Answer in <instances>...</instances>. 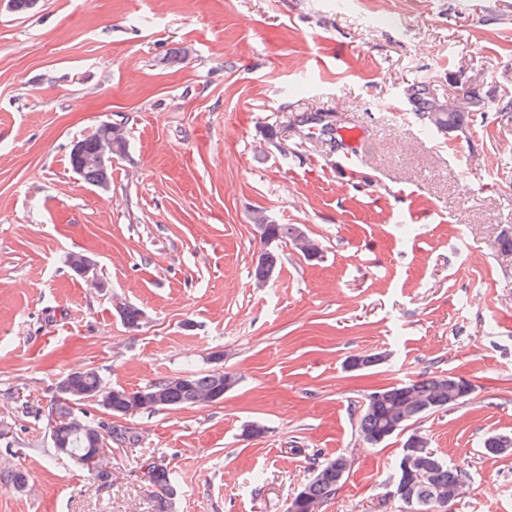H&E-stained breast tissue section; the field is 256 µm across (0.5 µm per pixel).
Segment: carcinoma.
I'll list each match as a JSON object with an SVG mask.
<instances>
[{
  "label": "carcinoma",
  "instance_id": "1",
  "mask_svg": "<svg viewBox=\"0 0 512 512\" xmlns=\"http://www.w3.org/2000/svg\"><path fill=\"white\" fill-rule=\"evenodd\" d=\"M408 99L416 111L437 115L436 128L456 130L463 116L484 108L481 96L475 89L465 90L461 102L454 108H448V102L434 96L428 85L422 83L408 92ZM112 139V155L120 156L126 152L127 139L122 128L110 123L101 124L90 135L77 140L69 153V165L86 183L106 188L112 178L111 164L97 166L92 163L104 146L106 139ZM263 247L256 265L253 278L261 283L268 280L280 264V246L295 243L296 224H276L268 219L261 210L252 215ZM119 316L130 328L142 323L143 311L126 304L119 309ZM225 373L211 371L202 374H189L155 381L139 389L127 390L121 386L110 387L103 382L101 375L92 369L75 371L65 376L59 383L60 397L75 403L91 397L99 405L115 416L129 415V407L134 405L138 411L154 412L165 408L189 407L202 403L216 402L224 398ZM415 391L425 401L426 408L403 410L406 402L404 385L396 384L370 394L359 416L358 430L362 439L371 445H380L401 433L407 423L422 414L436 411L442 404L448 403L451 393L458 387L456 377H425L409 381ZM60 424L69 428L53 433L55 448L65 449V454L89 461L94 435L99 429L69 411L59 410ZM411 434L404 442L412 453L419 458L422 466L421 477L413 486V499H404L402 503L412 512H449L455 500L454 487L462 479L463 470L452 465L427 447H419ZM345 456L338 455L322 462L314 469L313 477L298 491L295 499L300 501L298 512H319L323 502L334 496L343 480L339 463ZM148 474L152 486L160 494L169 491V472L156 462L148 464Z\"/></svg>",
  "mask_w": 512,
  "mask_h": 512
}]
</instances>
